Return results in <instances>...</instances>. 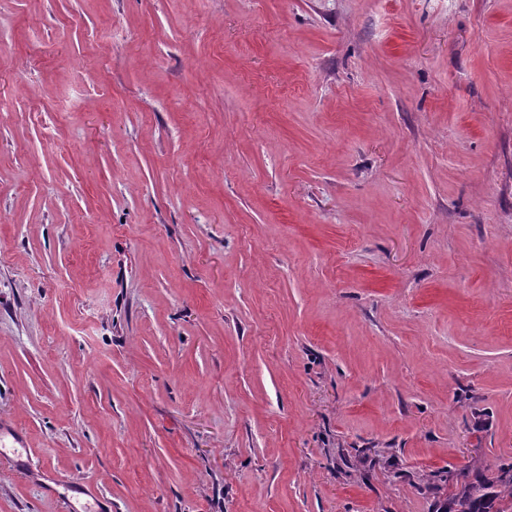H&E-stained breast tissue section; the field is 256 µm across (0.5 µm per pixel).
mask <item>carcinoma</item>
<instances>
[{"instance_id": "obj_1", "label": "carcinoma", "mask_w": 512, "mask_h": 512, "mask_svg": "<svg viewBox=\"0 0 512 512\" xmlns=\"http://www.w3.org/2000/svg\"><path fill=\"white\" fill-rule=\"evenodd\" d=\"M441 512H512V465L500 467L492 482L462 484L446 497Z\"/></svg>"}]
</instances>
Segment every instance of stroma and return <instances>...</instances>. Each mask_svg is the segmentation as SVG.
I'll list each match as a JSON object with an SVG mask.
<instances>
[{"instance_id": "35a3bbf8", "label": "stroma", "mask_w": 512, "mask_h": 512, "mask_svg": "<svg viewBox=\"0 0 512 512\" xmlns=\"http://www.w3.org/2000/svg\"><path fill=\"white\" fill-rule=\"evenodd\" d=\"M0 512H437L512 463V0H0Z\"/></svg>"}]
</instances>
